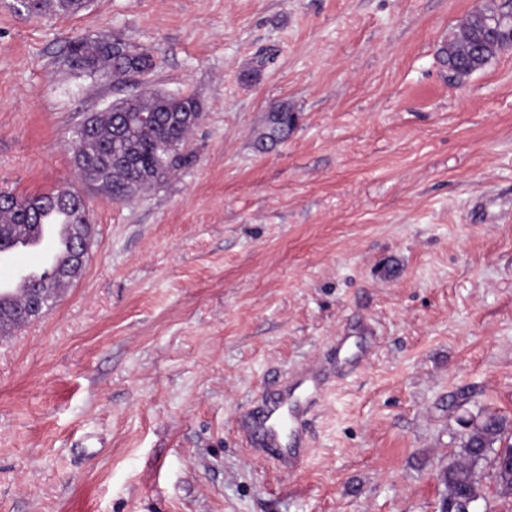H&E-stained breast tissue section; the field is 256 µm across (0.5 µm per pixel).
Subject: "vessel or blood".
<instances>
[{
    "label": "vessel or blood",
    "mask_w": 512,
    "mask_h": 512,
    "mask_svg": "<svg viewBox=\"0 0 512 512\" xmlns=\"http://www.w3.org/2000/svg\"><path fill=\"white\" fill-rule=\"evenodd\" d=\"M62 239L61 224L50 220L43 224L39 238L25 241V248H40L44 254L38 267L22 275V282L37 280L42 269L52 265ZM346 344V337L337 338L335 349L323 359L290 375L240 415L238 431L252 460L284 472L294 471L304 463L309 421L337 368L348 361Z\"/></svg>",
    "instance_id": "obj_1"
}]
</instances>
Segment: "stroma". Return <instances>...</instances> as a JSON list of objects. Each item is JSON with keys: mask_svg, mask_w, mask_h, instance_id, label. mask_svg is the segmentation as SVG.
Returning <instances> with one entry per match:
<instances>
[{"mask_svg": "<svg viewBox=\"0 0 512 512\" xmlns=\"http://www.w3.org/2000/svg\"><path fill=\"white\" fill-rule=\"evenodd\" d=\"M489 0H0V191L83 193L93 246L54 309L0 341V512H440L460 422L512 423V49L456 78ZM70 36L149 50L194 97L193 160L112 203L72 133L128 93L68 70ZM288 139L258 150L271 105ZM370 322L301 469L234 421ZM88 4L89 0H29L25 9L36 16L46 13L70 15L85 9Z\"/></svg>", "mask_w": 512, "mask_h": 512, "instance_id": "35a3bbf8", "label": "stroma"}]
</instances>
